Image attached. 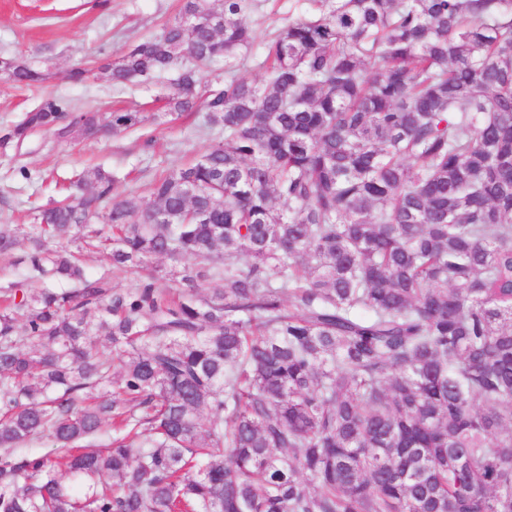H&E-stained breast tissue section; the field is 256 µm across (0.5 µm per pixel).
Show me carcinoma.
Listing matches in <instances>:
<instances>
[{"mask_svg":"<svg viewBox=\"0 0 512 512\" xmlns=\"http://www.w3.org/2000/svg\"><path fill=\"white\" fill-rule=\"evenodd\" d=\"M301 2L257 57L255 0H182L112 62L121 85L193 61L178 115L224 62L223 138L147 199L89 170L27 225L30 276L0 293V512H512V0ZM39 109L15 133L144 121ZM101 208L112 267L195 259L175 291L51 246L102 237Z\"/></svg>","mask_w":512,"mask_h":512,"instance_id":"cac0c4a2","label":"carcinoma"}]
</instances>
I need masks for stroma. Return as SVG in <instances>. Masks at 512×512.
I'll return each instance as SVG.
<instances>
[{
  "mask_svg": "<svg viewBox=\"0 0 512 512\" xmlns=\"http://www.w3.org/2000/svg\"><path fill=\"white\" fill-rule=\"evenodd\" d=\"M180 0H0V58L20 56L42 72L37 88L14 85L0 75V136L43 98L68 101L77 112L141 109L144 121L118 134L75 136L58 142L52 133L34 134L22 147L0 150V232L32 223L36 211L74 193L76 174L103 168L115 179L113 191L145 195L157 174L198 158L219 135L203 113L159 114L171 73L153 74L124 87L113 86L103 70L140 40L156 35L173 18ZM97 62L95 77L76 82L74 67Z\"/></svg>",
  "mask_w": 512,
  "mask_h": 512,
  "instance_id": "stroma-1",
  "label": "stroma"
}]
</instances>
